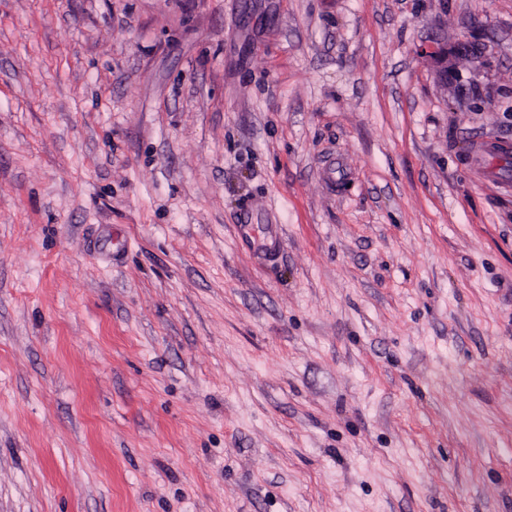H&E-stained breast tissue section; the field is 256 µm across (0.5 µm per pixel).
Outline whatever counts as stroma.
<instances>
[{
    "instance_id": "obj_1",
    "label": "stroma",
    "mask_w": 512,
    "mask_h": 512,
    "mask_svg": "<svg viewBox=\"0 0 512 512\" xmlns=\"http://www.w3.org/2000/svg\"><path fill=\"white\" fill-rule=\"evenodd\" d=\"M483 139L512 0H0V512H512ZM423 57H427L435 62V75L438 82L442 84L448 83V52L447 48L439 40L430 42L420 49Z\"/></svg>"
}]
</instances>
